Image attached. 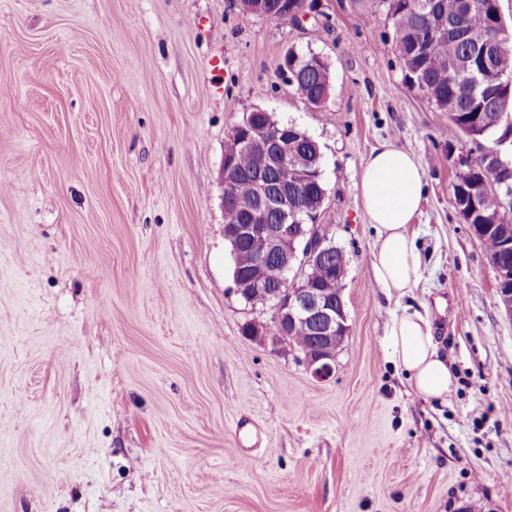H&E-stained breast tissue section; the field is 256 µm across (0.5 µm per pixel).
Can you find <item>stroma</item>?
Masks as SVG:
<instances>
[{"instance_id": "1", "label": "stroma", "mask_w": 512, "mask_h": 512, "mask_svg": "<svg viewBox=\"0 0 512 512\" xmlns=\"http://www.w3.org/2000/svg\"><path fill=\"white\" fill-rule=\"evenodd\" d=\"M329 24L234 0H0V512H512V313L460 218L446 112L404 80L385 0H316ZM328 66L310 109L288 50ZM221 57L215 75L209 61ZM261 108L320 146V217L346 261L331 377L244 335L225 141ZM419 157L422 279L387 298L358 173ZM428 311L456 376L426 400L382 340Z\"/></svg>"}]
</instances>
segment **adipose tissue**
Wrapping results in <instances>:
<instances>
[{"label": "adipose tissue", "instance_id": "adipose-tissue-1", "mask_svg": "<svg viewBox=\"0 0 512 512\" xmlns=\"http://www.w3.org/2000/svg\"><path fill=\"white\" fill-rule=\"evenodd\" d=\"M362 208L377 239L372 275L391 298L410 295L421 278L420 254L411 225L425 190V172L412 150L387 141L374 148L359 171ZM388 357L406 373L415 395L447 400L455 377L434 336L433 321L417 310L391 319L385 335Z\"/></svg>", "mask_w": 512, "mask_h": 512}]
</instances>
